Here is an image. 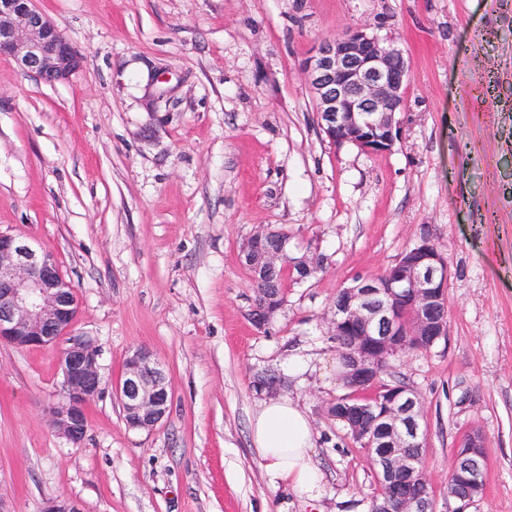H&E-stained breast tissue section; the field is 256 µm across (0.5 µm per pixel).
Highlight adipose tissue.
Segmentation results:
<instances>
[{"label":"adipose tissue","instance_id":"obj_1","mask_svg":"<svg viewBox=\"0 0 512 512\" xmlns=\"http://www.w3.org/2000/svg\"><path fill=\"white\" fill-rule=\"evenodd\" d=\"M251 442L267 474L284 483L300 499L320 497L325 475L314 460L312 423L297 403L286 397L262 402L250 421Z\"/></svg>","mask_w":512,"mask_h":512}]
</instances>
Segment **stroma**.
Listing matches in <instances>:
<instances>
[{
  "label": "stroma",
  "instance_id": "1",
  "mask_svg": "<svg viewBox=\"0 0 512 512\" xmlns=\"http://www.w3.org/2000/svg\"><path fill=\"white\" fill-rule=\"evenodd\" d=\"M85 57L49 85L0 59V230L51 254L101 350L104 392L80 445L49 409L62 343H0V512H370L367 449L330 416L337 292L430 240L448 259L447 334L382 382L422 403L434 512L464 437L486 438L468 512H512V0H37ZM411 61L401 141L371 155L320 135L303 63L359 25ZM262 227L314 248L265 329L241 262ZM165 366L167 418L127 428V355ZM310 368L289 375V357ZM271 371L310 417L325 474L306 502L264 470L249 421Z\"/></svg>",
  "mask_w": 512,
  "mask_h": 512
}]
</instances>
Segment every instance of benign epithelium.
I'll return each instance as SVG.
<instances>
[{
	"mask_svg": "<svg viewBox=\"0 0 512 512\" xmlns=\"http://www.w3.org/2000/svg\"><path fill=\"white\" fill-rule=\"evenodd\" d=\"M45 83L68 79L84 56L36 7V0H0V56ZM410 62L391 41L362 26L318 42L303 64L316 100L317 125L334 146L351 144L369 154H386L401 138L398 114L405 108ZM266 228L248 238L242 261L261 280L272 271L297 265L307 273L321 264L316 254L293 259L288 239ZM450 278L448 261L427 239L404 250L395 265L377 276L358 277L343 289L332 326L355 331L346 348L350 371L341 382L350 388L376 383L391 357L406 351L408 340L421 349L446 336L444 311ZM75 289L48 253L26 239L0 230V342L40 348L65 338L60 359L62 382L52 405L53 428L71 443L87 432L88 406L102 390L100 349L84 335L71 333L77 315ZM281 308L276 290L262 289L249 311L253 325L264 328ZM124 420L131 429L152 430L169 411V391L161 363L140 348L125 362L117 386ZM421 403L414 391L395 393L378 413L376 426L364 423L363 407L344 404V421L371 451L381 488L375 512H434L432 498L419 492L428 485L423 468L405 454L424 447ZM485 438L474 432L457 451L455 512H467L482 495L479 473ZM41 512H82L70 499H49Z\"/></svg>",
	"mask_w": 512,
	"mask_h": 512,
	"instance_id": "1",
	"label": "benign epithelium"
}]
</instances>
